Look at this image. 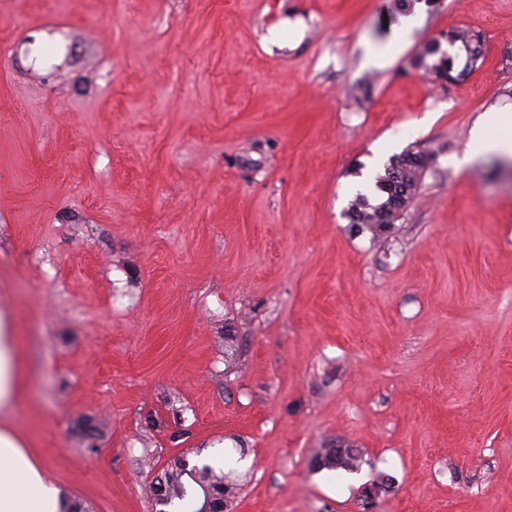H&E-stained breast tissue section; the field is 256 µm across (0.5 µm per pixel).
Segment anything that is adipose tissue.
<instances>
[{
	"instance_id": "adipose-tissue-1",
	"label": "adipose tissue",
	"mask_w": 512,
	"mask_h": 512,
	"mask_svg": "<svg viewBox=\"0 0 512 512\" xmlns=\"http://www.w3.org/2000/svg\"><path fill=\"white\" fill-rule=\"evenodd\" d=\"M471 148L456 164L478 156L512 157V108L484 113L470 132ZM7 319L0 317V512H55V489L10 414L24 392V369Z\"/></svg>"
}]
</instances>
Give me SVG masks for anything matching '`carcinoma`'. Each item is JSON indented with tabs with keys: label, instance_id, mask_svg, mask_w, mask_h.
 Returning a JSON list of instances; mask_svg holds the SVG:
<instances>
[{
	"label": "carcinoma",
	"instance_id": "carcinoma-1",
	"mask_svg": "<svg viewBox=\"0 0 512 512\" xmlns=\"http://www.w3.org/2000/svg\"><path fill=\"white\" fill-rule=\"evenodd\" d=\"M448 48L438 41L428 43L417 58L418 66L437 79L450 83L464 78L482 66L485 48L482 37L467 29L448 32ZM464 57L462 68L456 60ZM428 169V158L420 152L406 150L390 157L382 171L374 177L376 189L383 201L377 205L358 193L345 210L349 223L359 230L367 229L373 235H381V228L392 225L402 218L410 203L418 194ZM233 489L224 470L204 463L190 464L184 456L169 460L160 475L150 484L149 500L157 507L155 512H168L171 506L178 512H221L227 507Z\"/></svg>",
	"mask_w": 512,
	"mask_h": 512
}]
</instances>
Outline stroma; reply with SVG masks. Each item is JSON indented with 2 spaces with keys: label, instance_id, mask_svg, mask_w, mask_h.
<instances>
[{
  "label": "stroma",
  "instance_id": "stroma-1",
  "mask_svg": "<svg viewBox=\"0 0 512 512\" xmlns=\"http://www.w3.org/2000/svg\"><path fill=\"white\" fill-rule=\"evenodd\" d=\"M411 8L0 0V313L59 495L152 512L223 455L229 512H512V175L453 164L512 104V0ZM457 28L485 61L442 85ZM384 144L429 167L376 239L343 212ZM338 440L361 469H313ZM448 49H443L439 41L428 43L417 58L418 66L424 68L436 79L456 82L482 66L485 60V48L482 37L467 29L448 32ZM464 54V64L457 68L456 60Z\"/></svg>",
  "mask_w": 512,
  "mask_h": 512
}]
</instances>
